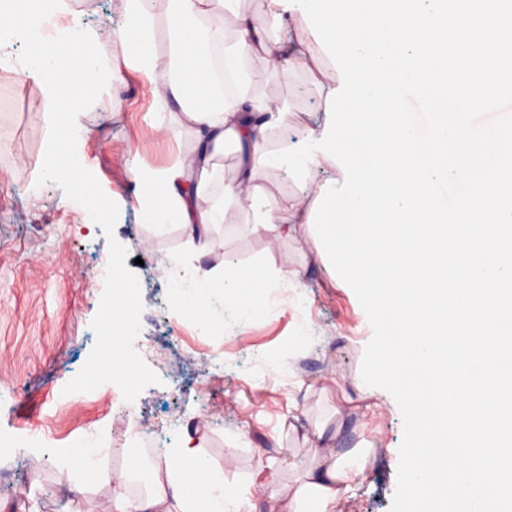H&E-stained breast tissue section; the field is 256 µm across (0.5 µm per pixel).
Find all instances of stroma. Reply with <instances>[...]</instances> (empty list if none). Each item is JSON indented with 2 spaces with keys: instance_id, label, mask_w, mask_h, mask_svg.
Here are the masks:
<instances>
[{
  "instance_id": "stroma-1",
  "label": "stroma",
  "mask_w": 512,
  "mask_h": 512,
  "mask_svg": "<svg viewBox=\"0 0 512 512\" xmlns=\"http://www.w3.org/2000/svg\"><path fill=\"white\" fill-rule=\"evenodd\" d=\"M310 74L256 71L250 91L287 100L293 114L267 137L275 152L301 145L304 126L321 115ZM45 88L26 78L15 61L0 64V512H113V486L139 448L144 468L131 494L152 488L153 467L169 449L192 437L226 482L252 496L270 477L264 460L277 458L288 483L307 448L289 428L292 416L312 423L336 419V400L321 392L336 377L350 400L349 444L371 443L373 455L341 512H389L397 486L403 419L394 398L361 382L364 348L372 336L352 289L339 287L317 257L312 240L270 244L252 229L254 205L244 201L224 223L212 225L219 248L194 256L201 273L231 263L263 265L270 272V304L243 319L213 306L222 328L202 332L197 312L175 303L167 259L188 252L178 225L141 223L125 161L138 155L164 167L194 153L191 128L160 134L148 80L125 72L81 120L92 129L77 150L104 192L119 207L114 236L128 251L141 287L143 311L136 348L159 383L125 401L111 383L90 392L63 394L96 342L91 323L107 264L103 230L87 225L84 209L55 183L36 186L46 128L37 108ZM300 270L292 283L279 272L283 260ZM92 437L101 452L88 490L74 494L66 480L67 450Z\"/></svg>"
}]
</instances>
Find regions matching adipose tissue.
<instances>
[{
  "mask_svg": "<svg viewBox=\"0 0 512 512\" xmlns=\"http://www.w3.org/2000/svg\"><path fill=\"white\" fill-rule=\"evenodd\" d=\"M211 0H168L165 13L167 51L158 57L151 0H123L126 25L119 35L126 65L146 76L159 114L157 126L165 133L187 126L196 134L197 151L171 166L152 168L130 158L127 167L136 184L140 220L145 224H220L240 200L258 201L254 229L270 241L301 234L307 228L312 205L320 193L314 178L305 191L283 201L261 180L258 162L266 134L290 113L286 101L259 98L245 87L246 69L276 71L280 63L295 70L311 69L314 55L308 37L278 33L293 22L295 11L283 10L269 0L266 14L257 19L238 11L235 0H223L224 26L214 25ZM238 151L237 176L215 200L205 189L216 160L226 144ZM197 276L196 267L183 257L173 260L171 284L178 304L202 310L200 325L211 329L216 321L210 303L230 305L247 317L269 303L268 274L260 267L228 273L217 268L207 287L184 292L183 285ZM308 451L299 474L289 485L269 479L263 494L277 512H339L362 476L369 454L366 445L339 451L341 430L317 425L302 434ZM155 488L138 497L128 493V477L120 475L115 488L116 512H257V506L227 484L198 447L184 443L169 449L166 467L153 471Z\"/></svg>",
  "mask_w": 512,
  "mask_h": 512,
  "instance_id": "1",
  "label": "adipose tissue"
}]
</instances>
